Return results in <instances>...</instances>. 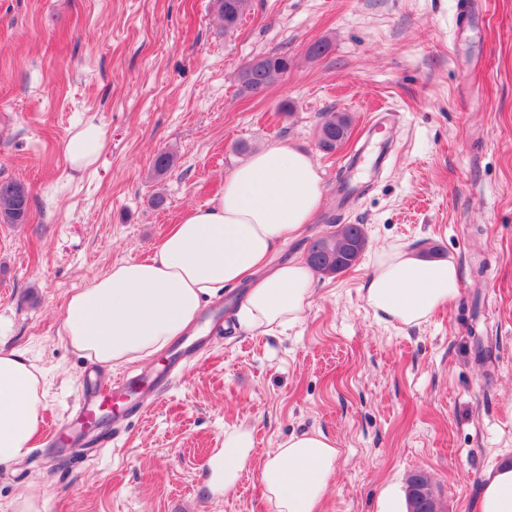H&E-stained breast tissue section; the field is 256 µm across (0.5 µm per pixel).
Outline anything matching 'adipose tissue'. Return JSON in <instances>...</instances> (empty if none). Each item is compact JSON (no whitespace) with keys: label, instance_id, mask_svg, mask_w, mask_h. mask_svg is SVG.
Masks as SVG:
<instances>
[{"label":"adipose tissue","instance_id":"adipose-tissue-1","mask_svg":"<svg viewBox=\"0 0 512 512\" xmlns=\"http://www.w3.org/2000/svg\"><path fill=\"white\" fill-rule=\"evenodd\" d=\"M105 145L102 125L89 121L69 137L65 156L77 170L93 166ZM322 199L311 158L271 144L236 166L224 191L203 208L187 210L152 257L127 261L72 293L62 332L88 360L111 367L164 352L196 321L202 305L224 286L248 282L237 311L248 330L270 332L302 319L313 296V272L299 260L273 266L279 244L297 237ZM453 259H434L392 245L380 250L364 299L383 321L423 324L459 293ZM46 391L42 371L21 351L0 348V466L26 455L35 438ZM251 430L224 434L210 460L211 483L232 489L253 459ZM339 450L322 432L294 435L268 451L258 476L276 512H319ZM475 512H512V457L483 478Z\"/></svg>","mask_w":512,"mask_h":512}]
</instances>
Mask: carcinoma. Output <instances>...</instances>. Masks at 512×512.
Here are the masks:
<instances>
[{
    "mask_svg": "<svg viewBox=\"0 0 512 512\" xmlns=\"http://www.w3.org/2000/svg\"><path fill=\"white\" fill-rule=\"evenodd\" d=\"M224 28L235 27L249 9V0H216ZM288 70V58L277 53L256 57L237 74L240 90L259 94L275 76ZM319 129V146L333 151L349 136V118L341 112H326ZM30 209L29 188L15 180L0 181V223L25 224ZM366 246V236L358 224L336 226V231L320 237L308 249L306 261L321 276H335L353 267Z\"/></svg>",
    "mask_w": 512,
    "mask_h": 512,
    "instance_id": "cac0c4a2",
    "label": "carcinoma"
}]
</instances>
